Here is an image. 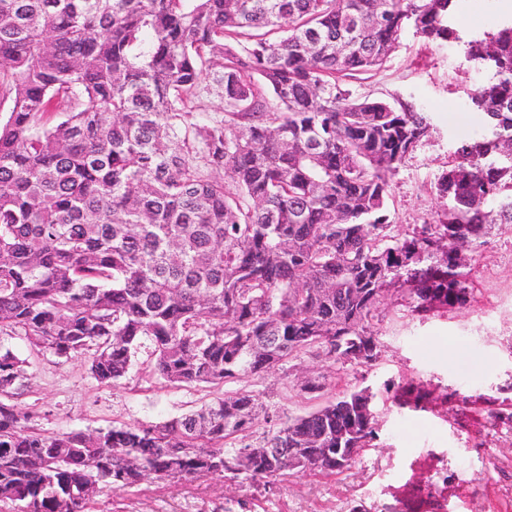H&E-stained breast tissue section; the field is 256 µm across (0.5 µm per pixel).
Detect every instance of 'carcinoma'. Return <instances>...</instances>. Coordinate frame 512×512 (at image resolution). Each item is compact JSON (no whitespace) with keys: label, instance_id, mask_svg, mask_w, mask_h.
Masks as SVG:
<instances>
[{"label":"carcinoma","instance_id":"obj_1","mask_svg":"<svg viewBox=\"0 0 512 512\" xmlns=\"http://www.w3.org/2000/svg\"><path fill=\"white\" fill-rule=\"evenodd\" d=\"M460 2L0 0V333L85 357L105 385L148 342L165 383L218 390L162 424L47 434L22 404L28 360L0 343V512H93L102 485L265 481L288 470L269 448L372 446L360 390L282 423L222 388L307 354L372 365L390 287L421 315L471 303L452 239L512 224V16L462 33ZM408 27L462 45L487 80L470 97L482 132L433 183L446 218L396 233L393 179L433 127L346 80ZM205 94L223 116L194 115Z\"/></svg>","mask_w":512,"mask_h":512}]
</instances>
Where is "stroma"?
<instances>
[{"mask_svg": "<svg viewBox=\"0 0 512 512\" xmlns=\"http://www.w3.org/2000/svg\"><path fill=\"white\" fill-rule=\"evenodd\" d=\"M512 15L504 0H464L461 32L493 29ZM482 73L463 63L454 43H428L405 29L378 72L358 76L357 93L390 103L411 101L434 130L400 169L389 208L396 228L443 217L432 189L456 144L482 129L468 97ZM474 270L470 306L417 315L387 293L376 328V365L342 370L304 357L247 382L248 390L287 419L317 408L344 389H370L377 413L373 447L337 476L288 473L267 485L245 477L191 483L151 480L132 489H101L99 512H512V422L492 426L490 403L512 405V226L502 224L466 250ZM27 406L47 433L92 430L114 423L157 424L199 407L209 388H176L149 375L138 354L125 378L105 386L84 359L28 354ZM321 377L308 393L302 376ZM413 382L432 393L427 409L393 404L389 383Z\"/></svg>", "mask_w": 512, "mask_h": 512, "instance_id": "35a3bbf8", "label": "stroma"}]
</instances>
